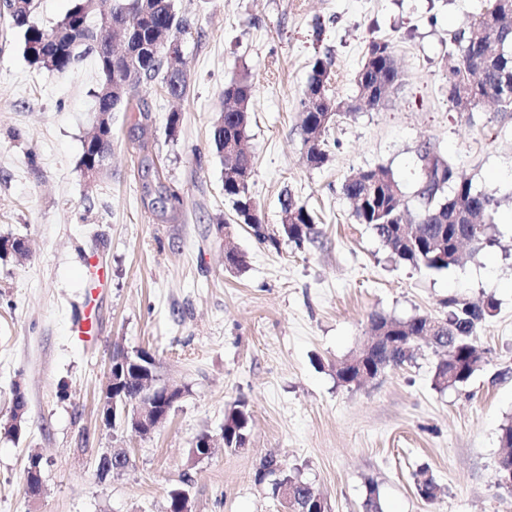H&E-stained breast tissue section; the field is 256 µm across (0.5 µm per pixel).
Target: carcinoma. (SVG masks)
<instances>
[{
    "label": "carcinoma",
    "mask_w": 512,
    "mask_h": 512,
    "mask_svg": "<svg viewBox=\"0 0 512 512\" xmlns=\"http://www.w3.org/2000/svg\"><path fill=\"white\" fill-rule=\"evenodd\" d=\"M98 0H75L63 20L49 31L29 23L33 0H4L0 6L14 29L23 38L25 52L30 46L39 47V56L30 62L40 69L61 71L72 66L80 57V50L95 51L86 42V32L101 28L115 19L125 22L124 32L131 38L133 47H148L166 31L173 34L185 28L170 0H157L159 12L139 17L138 0H111L101 22L90 21L97 9ZM458 44L456 53L448 59L449 98L460 112H471L490 99L505 80L512 82V0H486L484 9L473 16L466 30L454 37ZM115 52L105 48L96 51L100 84L105 89L111 79V58ZM332 59L318 58L312 65V74L301 100L303 115L301 130L307 161L320 167L328 160L325 134L330 126L365 104L371 109L379 107L400 84V73L395 63L392 47L385 41L369 44L363 65L355 73L353 81L358 90L357 100H335L325 83L331 80ZM166 70L165 87L173 97H182L187 90V80L179 68L171 69L169 61H163L146 51L140 67L126 77L121 97L105 96L101 112H113L119 100L130 102L142 79L154 77ZM253 86L249 76L242 74L224 86V108L213 126V141L217 152L224 154V196L232 202L236 223L249 225L261 242H275L266 234L263 221L249 195V181L254 172L252 156L244 143L248 138L250 105ZM455 169L449 160L435 158L432 170L421 165L420 187L417 192L419 206L411 228L418 242L409 245L399 236V225L409 223L404 217L402 198L392 199V189H401L400 181L393 172L383 166L356 172L343 183V194L354 203L353 216L360 224H368L383 244L400 259L417 268L440 272L459 264V258H449L448 248L459 236L474 241L473 249H479L475 240H484L482 227L495 206L494 198L479 193L466 180L451 175ZM144 197L151 209L164 215L167 204L180 201L179 195L158 180L144 184ZM315 218L292 198L283 200L282 231L299 243L307 238ZM448 317L442 327L433 331L425 316L398 320L376 316L371 320L373 335L383 337L381 346L367 357L364 367L369 369L385 365L398 368L410 359V349L420 336H438L439 344L448 347L440 356L434 371V386L439 390L457 389L485 363V351L479 343L478 332L482 323L493 315L496 302L488 298L473 304L458 298L447 302ZM336 380L345 385L363 383L361 368L347 362L335 370ZM252 416L243 401H237L224 413L222 444L226 449H238L242 434L250 432ZM501 445L507 452L500 458L496 472L512 469V422L501 428ZM269 479L270 493L282 484L294 491L297 512H312L313 500L318 495L312 485L299 474L289 471L274 459L263 460L256 472V481ZM415 489L421 499L432 502L437 499L440 486L426 472L416 474Z\"/></svg>",
    "instance_id": "carcinoma-1"
}]
</instances>
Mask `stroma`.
Returning <instances> with one entry per match:
<instances>
[{
    "mask_svg": "<svg viewBox=\"0 0 512 512\" xmlns=\"http://www.w3.org/2000/svg\"><path fill=\"white\" fill-rule=\"evenodd\" d=\"M484 4L175 0L187 94L171 98L160 74L142 81L113 113L110 163L90 184L80 159L95 58L37 68L0 17V237L29 245L23 261L0 259V512H166L182 485L192 512H284L255 480L270 455L319 489L328 512H365L372 488L383 512H512L494 485L512 419V112H458L445 66ZM373 41L391 44L400 88L334 125L327 162L309 166L300 101L313 62L331 56L333 97L355 100ZM243 72L254 86L249 190L269 243L235 223L212 137L224 86ZM427 148L496 200L489 243L439 273L392 256L342 191L352 173L384 166L416 208ZM151 170L182 199L163 218L143 202ZM287 194L315 218L299 244L280 230ZM228 246L244 254L242 271L226 268ZM451 297L498 304L479 331L486 364L463 387L434 388L437 354L424 341L373 381L337 382L333 366L368 340L373 316L443 317ZM87 310L97 332L83 338L72 324ZM119 348L148 350L161 381L184 389L150 436L116 437L99 420ZM17 388L27 401L18 436L7 426ZM238 400L252 413L248 446L191 460L196 437L220 436ZM109 448L128 449L131 465L105 477L97 463ZM34 454L44 463L35 502L23 491ZM422 470L441 487L430 503L414 488Z\"/></svg>",
    "mask_w": 512,
    "mask_h": 512,
    "instance_id": "stroma-1",
    "label": "stroma"
}]
</instances>
